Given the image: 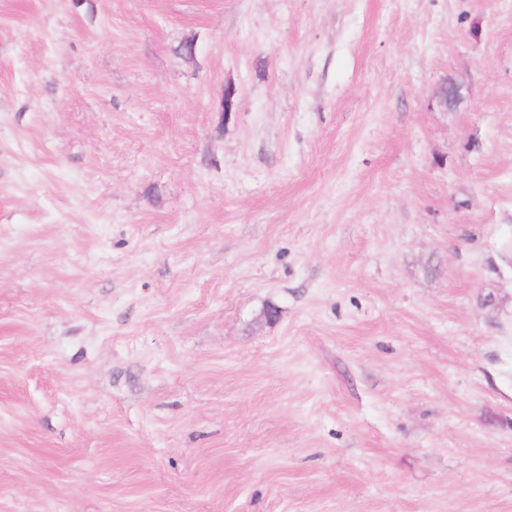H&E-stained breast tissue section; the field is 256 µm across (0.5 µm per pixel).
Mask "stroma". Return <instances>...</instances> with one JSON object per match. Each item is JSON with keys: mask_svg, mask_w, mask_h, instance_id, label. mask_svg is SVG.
Returning <instances> with one entry per match:
<instances>
[{"mask_svg": "<svg viewBox=\"0 0 512 512\" xmlns=\"http://www.w3.org/2000/svg\"><path fill=\"white\" fill-rule=\"evenodd\" d=\"M0 512H512V0H0Z\"/></svg>", "mask_w": 512, "mask_h": 512, "instance_id": "35a3bbf8", "label": "stroma"}]
</instances>
